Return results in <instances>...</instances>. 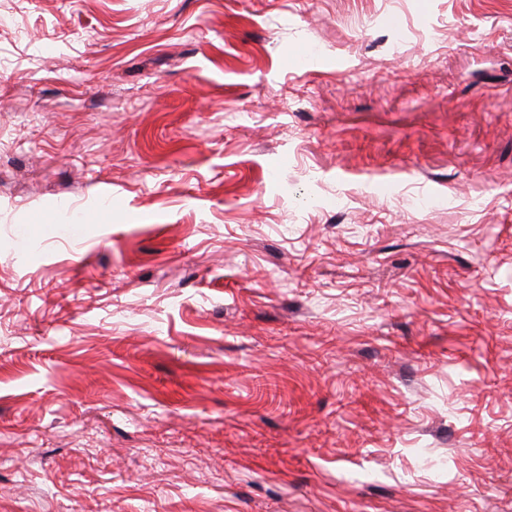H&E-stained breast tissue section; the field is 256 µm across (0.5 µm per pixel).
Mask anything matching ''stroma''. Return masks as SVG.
<instances>
[{"mask_svg": "<svg viewBox=\"0 0 512 512\" xmlns=\"http://www.w3.org/2000/svg\"><path fill=\"white\" fill-rule=\"evenodd\" d=\"M0 512H512V0H0Z\"/></svg>", "mask_w": 512, "mask_h": 512, "instance_id": "1", "label": "stroma"}]
</instances>
